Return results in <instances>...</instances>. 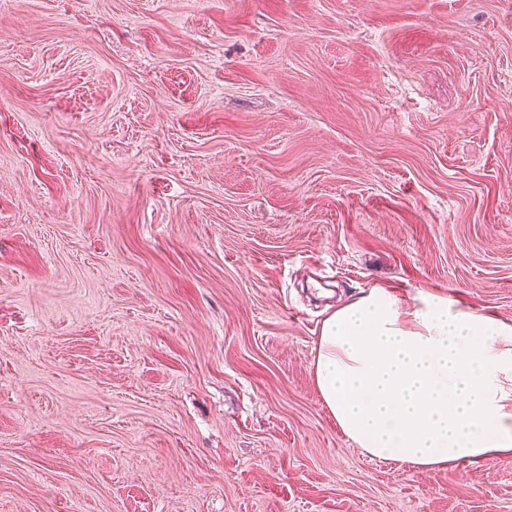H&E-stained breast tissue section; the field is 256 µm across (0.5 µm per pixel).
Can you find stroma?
Here are the masks:
<instances>
[{
    "instance_id": "stroma-1",
    "label": "stroma",
    "mask_w": 512,
    "mask_h": 512,
    "mask_svg": "<svg viewBox=\"0 0 512 512\" xmlns=\"http://www.w3.org/2000/svg\"><path fill=\"white\" fill-rule=\"evenodd\" d=\"M381 286L512 321V0H0V512H512L337 428Z\"/></svg>"
}]
</instances>
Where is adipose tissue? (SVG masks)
Wrapping results in <instances>:
<instances>
[{
  "label": "adipose tissue",
  "mask_w": 512,
  "mask_h": 512,
  "mask_svg": "<svg viewBox=\"0 0 512 512\" xmlns=\"http://www.w3.org/2000/svg\"><path fill=\"white\" fill-rule=\"evenodd\" d=\"M314 383L373 458L445 468L512 454V322L372 288L322 322Z\"/></svg>",
  "instance_id": "1"
}]
</instances>
